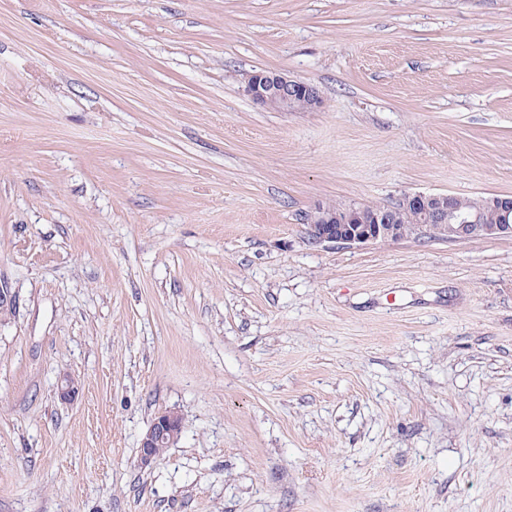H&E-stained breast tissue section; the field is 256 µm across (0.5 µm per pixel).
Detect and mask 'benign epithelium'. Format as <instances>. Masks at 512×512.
<instances>
[{
    "mask_svg": "<svg viewBox=\"0 0 512 512\" xmlns=\"http://www.w3.org/2000/svg\"><path fill=\"white\" fill-rule=\"evenodd\" d=\"M245 91L265 108L289 112L295 104L314 110L322 104L319 90L312 84L279 71H256L246 81ZM484 208L497 212L499 224H481L478 217L461 214L449 194L407 193L393 210L350 208L338 212L328 204L310 215L309 235L318 243L367 246L406 236L400 215L419 216L421 231L431 236L457 241L477 236H512V196L492 195L481 199ZM182 431V418L175 411L158 414L141 439L138 464L149 466L160 456V449L171 447Z\"/></svg>",
    "mask_w": 512,
    "mask_h": 512,
    "instance_id": "benign-epithelium-1",
    "label": "benign epithelium"
}]
</instances>
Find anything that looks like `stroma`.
<instances>
[{"label":"stroma","mask_w":512,"mask_h":512,"mask_svg":"<svg viewBox=\"0 0 512 512\" xmlns=\"http://www.w3.org/2000/svg\"><path fill=\"white\" fill-rule=\"evenodd\" d=\"M410 192L512 196V0H0V512H512V237L309 239ZM245 91L265 108L290 112L295 104L314 110L322 104L319 90L312 84L279 71H256L246 81ZM182 431V418L175 411L158 414L141 439L138 464L149 466L160 455V448L171 447Z\"/></svg>","instance_id":"35a3bbf8"}]
</instances>
